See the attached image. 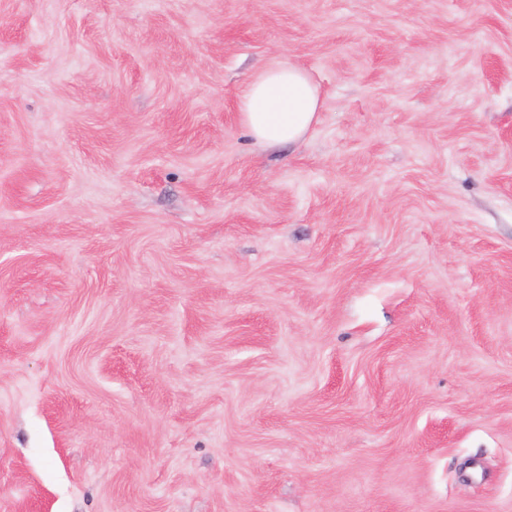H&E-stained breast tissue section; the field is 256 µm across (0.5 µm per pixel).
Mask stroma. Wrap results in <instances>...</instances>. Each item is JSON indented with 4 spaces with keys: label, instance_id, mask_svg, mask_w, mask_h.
<instances>
[{
    "label": "stroma",
    "instance_id": "obj_1",
    "mask_svg": "<svg viewBox=\"0 0 512 512\" xmlns=\"http://www.w3.org/2000/svg\"><path fill=\"white\" fill-rule=\"evenodd\" d=\"M0 512H512V0H0ZM322 108L319 86L303 67L268 62L238 101L241 124L264 147L300 142L317 123Z\"/></svg>",
    "mask_w": 512,
    "mask_h": 512
}]
</instances>
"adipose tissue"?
I'll list each match as a JSON object with an SVG mask.
<instances>
[{
    "instance_id": "obj_1",
    "label": "adipose tissue",
    "mask_w": 512,
    "mask_h": 512,
    "mask_svg": "<svg viewBox=\"0 0 512 512\" xmlns=\"http://www.w3.org/2000/svg\"><path fill=\"white\" fill-rule=\"evenodd\" d=\"M321 108L320 89L307 70L284 60L268 62L238 101L243 128L264 147L300 142Z\"/></svg>"
}]
</instances>
